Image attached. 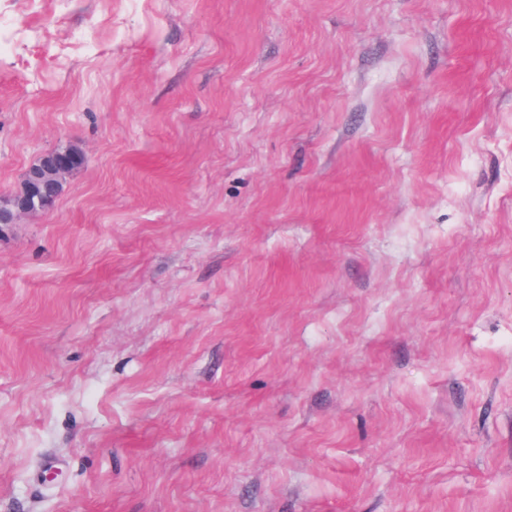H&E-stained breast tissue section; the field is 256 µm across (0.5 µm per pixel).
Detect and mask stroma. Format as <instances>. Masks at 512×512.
<instances>
[{
    "label": "stroma",
    "mask_w": 512,
    "mask_h": 512,
    "mask_svg": "<svg viewBox=\"0 0 512 512\" xmlns=\"http://www.w3.org/2000/svg\"><path fill=\"white\" fill-rule=\"evenodd\" d=\"M0 512H512V0H0ZM70 161L68 150L54 149L44 153L40 164L26 171L21 191L5 206L0 202V224H15L22 216L51 209L64 191ZM36 204L48 207L36 208Z\"/></svg>",
    "instance_id": "35a3bbf8"
}]
</instances>
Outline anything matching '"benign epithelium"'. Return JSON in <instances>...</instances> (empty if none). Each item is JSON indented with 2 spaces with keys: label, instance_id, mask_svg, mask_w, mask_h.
I'll return each instance as SVG.
<instances>
[{
  "label": "benign epithelium",
  "instance_id": "benign-epithelium-1",
  "mask_svg": "<svg viewBox=\"0 0 512 512\" xmlns=\"http://www.w3.org/2000/svg\"><path fill=\"white\" fill-rule=\"evenodd\" d=\"M70 161L71 153L67 150L44 153L40 164L26 171L21 191L6 205L0 204V224H16L25 215L53 207L64 191Z\"/></svg>",
  "mask_w": 512,
  "mask_h": 512
}]
</instances>
